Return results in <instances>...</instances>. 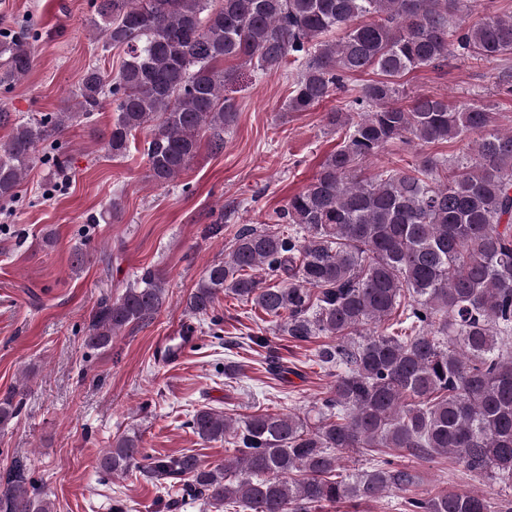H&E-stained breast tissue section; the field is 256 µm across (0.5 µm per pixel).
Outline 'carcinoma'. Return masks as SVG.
<instances>
[{"label": "carcinoma", "mask_w": 512, "mask_h": 512, "mask_svg": "<svg viewBox=\"0 0 512 512\" xmlns=\"http://www.w3.org/2000/svg\"><path fill=\"white\" fill-rule=\"evenodd\" d=\"M99 0L96 33L124 59L109 76L85 69L73 104L14 125L0 143V200L13 199L39 159V145L105 102L107 149L126 154L147 131L148 178L174 181L190 165L202 131L213 151L235 120L224 99L237 61L263 72L296 66L286 108L308 112L347 94L326 114L342 142L311 182L276 212L275 224L244 225L224 260L208 265L185 310L219 325L215 303L232 294L278 320L296 342L325 336L318 361L336 375L310 422L209 408L187 421L200 440H233L211 465L194 454L152 457L137 435H121L100 473L132 472L214 512H325L343 503L402 493L400 512H512V499L415 492L412 470L393 453L450 457L493 483L512 485V128L480 98L417 95L397 104L413 70L464 59H512V15L469 17L477 0ZM33 37L0 36V86L32 66ZM375 71L358 90L348 78ZM463 142L450 163L417 156L411 165L365 177L359 163L388 145ZM286 224L291 231L276 228ZM166 278L147 268L93 311L84 342L112 346L126 327L154 318ZM23 391L0 396V425L19 417ZM363 449L369 470L340 471ZM0 512H52L32 465L14 457L0 470Z\"/></svg>", "instance_id": "cac0c4a2"}]
</instances>
